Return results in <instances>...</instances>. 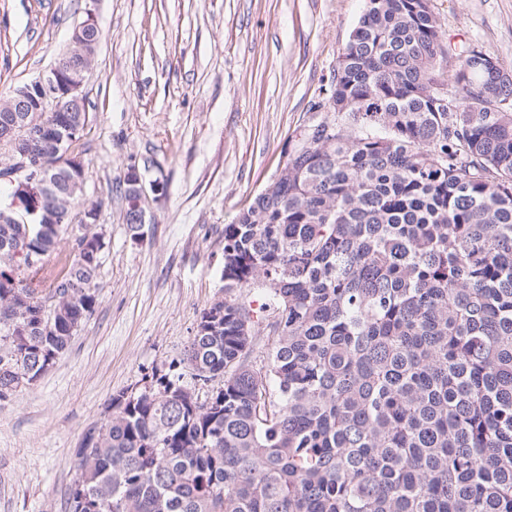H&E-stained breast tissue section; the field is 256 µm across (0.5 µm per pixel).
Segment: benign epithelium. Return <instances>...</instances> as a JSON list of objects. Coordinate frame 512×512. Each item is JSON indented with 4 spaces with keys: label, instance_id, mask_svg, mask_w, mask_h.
<instances>
[{
    "label": "benign epithelium",
    "instance_id": "obj_1",
    "mask_svg": "<svg viewBox=\"0 0 512 512\" xmlns=\"http://www.w3.org/2000/svg\"><path fill=\"white\" fill-rule=\"evenodd\" d=\"M98 33L99 26L94 13L88 9L86 18L72 31L63 61L15 89L8 97L0 99V149L6 152L14 164L10 173L14 194L8 207L0 210V222L10 219L11 213L18 208L27 207L30 213H35L36 208L29 202L30 196L35 188L50 184L52 168L34 161L30 154L31 143L43 139L45 132V126L37 119L38 112L66 113L61 137L49 139L47 143L55 152L64 154L65 194H71L73 185L83 182V163L72 150L65 149V143L77 132L80 114L86 111L83 87L99 44ZM124 181L131 188L129 204L136 223H147L145 187L138 168H127Z\"/></svg>",
    "mask_w": 512,
    "mask_h": 512
}]
</instances>
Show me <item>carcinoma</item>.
<instances>
[{
  "label": "carcinoma",
  "mask_w": 512,
  "mask_h": 512,
  "mask_svg": "<svg viewBox=\"0 0 512 512\" xmlns=\"http://www.w3.org/2000/svg\"><path fill=\"white\" fill-rule=\"evenodd\" d=\"M324 93L224 225V301L183 357L221 384L113 396L69 512H512V72L431 0H366ZM62 200L0 223V400L97 304L104 238Z\"/></svg>",
  "instance_id": "carcinoma-1"
}]
</instances>
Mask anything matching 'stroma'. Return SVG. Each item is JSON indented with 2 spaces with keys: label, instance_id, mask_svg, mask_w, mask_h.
<instances>
[{
  "label": "stroma",
  "instance_id": "stroma-1",
  "mask_svg": "<svg viewBox=\"0 0 512 512\" xmlns=\"http://www.w3.org/2000/svg\"><path fill=\"white\" fill-rule=\"evenodd\" d=\"M454 44L512 68V0H432ZM365 0H0V98L34 80L94 12L102 31L77 144L107 247L98 302L36 381L0 400V512H68L85 434L153 375L192 381L184 349L224 298L225 225L265 189L335 69ZM149 222L133 237L121 180ZM124 181L131 188V194L129 198L130 208L134 212L135 221L137 224H129L130 230L137 234L139 230L138 224L147 223V211L144 207L145 198V187L142 182V177L136 166L127 168L124 174Z\"/></svg>",
  "mask_w": 512,
  "mask_h": 512
}]
</instances>
